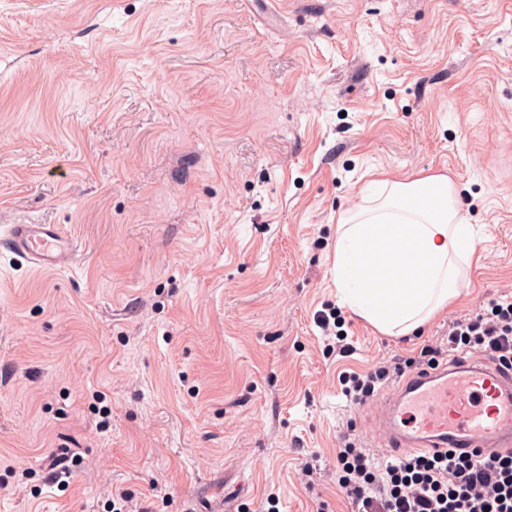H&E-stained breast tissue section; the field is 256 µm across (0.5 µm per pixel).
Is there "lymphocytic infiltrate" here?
<instances>
[{
    "label": "lymphocytic infiltrate",
    "mask_w": 512,
    "mask_h": 512,
    "mask_svg": "<svg viewBox=\"0 0 512 512\" xmlns=\"http://www.w3.org/2000/svg\"><path fill=\"white\" fill-rule=\"evenodd\" d=\"M448 350L486 352L512 370V295L451 320ZM414 365L408 358L346 374L342 392L363 403ZM336 478L357 512H512V451L489 458L415 451L378 466L367 449L346 441L336 452Z\"/></svg>",
    "instance_id": "obj_1"
}]
</instances>
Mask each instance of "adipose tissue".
Instances as JSON below:
<instances>
[{"label":"adipose tissue","instance_id":"1","mask_svg":"<svg viewBox=\"0 0 512 512\" xmlns=\"http://www.w3.org/2000/svg\"><path fill=\"white\" fill-rule=\"evenodd\" d=\"M385 199L337 227L341 302L380 332L408 336L458 297L457 260L475 250L458 220L457 188L444 176L381 184Z\"/></svg>","mask_w":512,"mask_h":512}]
</instances>
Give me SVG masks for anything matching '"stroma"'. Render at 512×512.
<instances>
[{"instance_id":"stroma-1","label":"stroma","mask_w":512,"mask_h":512,"mask_svg":"<svg viewBox=\"0 0 512 512\" xmlns=\"http://www.w3.org/2000/svg\"><path fill=\"white\" fill-rule=\"evenodd\" d=\"M0 0V512H352L351 435L387 454L385 387L344 372L443 346L512 295V0ZM450 177L461 295L414 336L340 306L336 228L375 181ZM339 306L348 357L314 321ZM67 456L59 489L47 454ZM315 461V479L303 473ZM1 234L6 250L34 268L63 271L80 264V244L56 224H2Z\"/></svg>"}]
</instances>
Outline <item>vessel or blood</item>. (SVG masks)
<instances>
[{"mask_svg":"<svg viewBox=\"0 0 512 512\" xmlns=\"http://www.w3.org/2000/svg\"><path fill=\"white\" fill-rule=\"evenodd\" d=\"M7 251L38 269L78 266L80 244L55 224H9L0 230ZM399 410L383 425L396 449L422 447L457 454L512 450V374L485 356H455L399 384Z\"/></svg>","mask_w":512,"mask_h":512,"instance_id":"obj_1","label":"vessel or blood"}]
</instances>
